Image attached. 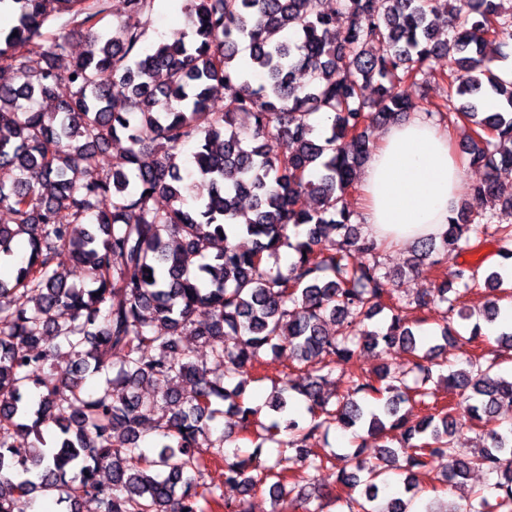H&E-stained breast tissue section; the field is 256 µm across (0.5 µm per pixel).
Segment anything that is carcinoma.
Here are the masks:
<instances>
[{
  "mask_svg": "<svg viewBox=\"0 0 512 512\" xmlns=\"http://www.w3.org/2000/svg\"><path fill=\"white\" fill-rule=\"evenodd\" d=\"M502 2L336 0L325 11L321 0H187L189 29L143 51L151 0H122L112 33L100 26L109 0H0L12 21L0 27V66L17 79L0 84V208L13 215L0 224V256L22 235L28 246L13 278H0V512L39 494L57 495L62 512L87 500L99 512H249L265 485L292 512H324L330 500L347 512H413L412 497L378 505L387 470L406 473L410 493L416 473L445 456V491L475 470L496 481L463 506L431 501L422 512H512V377L491 374L512 351V332L499 334L491 358L444 376L460 401L439 407L426 385L441 345L413 330L396 296L407 275L441 270L488 236L512 258V224L497 220L512 217V185L495 176L512 166V80L492 69L512 41V5ZM51 19L61 33L44 31ZM74 37L86 45L80 56L68 51ZM432 75L450 94L427 114L468 122V164L486 177L468 186L440 240H418L406 270L383 274L380 247L345 195L374 146L371 129L410 111V90L425 95ZM63 81L68 97L56 93ZM493 95L501 106L490 112ZM215 99L223 111L211 109ZM240 113L250 117L245 131ZM122 138L116 168L105 157ZM268 139L284 150L268 154ZM188 143L190 182L177 163ZM488 205L499 211L474 223ZM62 253L83 282L56 263ZM503 285L498 271L485 278L488 323ZM442 305L445 322L472 318L448 297L446 273L416 301ZM385 308L389 321L373 324ZM188 337L224 373L192 359ZM397 345L410 355L406 368L384 361L363 374L352 364L359 350L382 358ZM268 351L288 352L305 377L274 384L268 404L279 418L266 425L245 393ZM89 374L100 376L94 394L84 389ZM226 377L238 378L233 388ZM160 378L165 388L139 392ZM296 399L310 420L295 416ZM224 404L236 438L253 446L232 460L230 433L214 436L209 425ZM405 404L427 414L412 422ZM485 416L502 427L486 431L478 451L456 452L453 437ZM148 426L157 432L150 455L139 446ZM333 426L382 440L376 462L338 470L334 492L307 493L312 472L336 458L314 448ZM31 434V446L16 445ZM269 442L293 455L264 456ZM221 457L235 500L204 480Z\"/></svg>",
  "mask_w": 512,
  "mask_h": 512,
  "instance_id": "carcinoma-1",
  "label": "carcinoma"
}]
</instances>
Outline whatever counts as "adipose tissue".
I'll list each match as a JSON object with an SVG mask.
<instances>
[{
	"mask_svg": "<svg viewBox=\"0 0 512 512\" xmlns=\"http://www.w3.org/2000/svg\"><path fill=\"white\" fill-rule=\"evenodd\" d=\"M463 168L447 132L412 115L382 129L360 174L359 207L376 238L440 237L459 210Z\"/></svg>",
	"mask_w": 512,
	"mask_h": 512,
	"instance_id": "ef3b65f1",
	"label": "adipose tissue"
}]
</instances>
